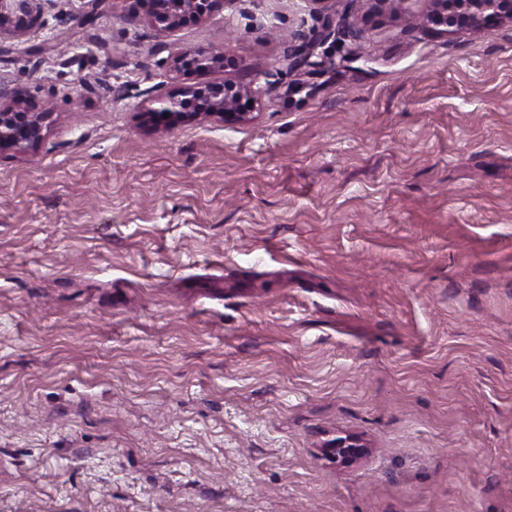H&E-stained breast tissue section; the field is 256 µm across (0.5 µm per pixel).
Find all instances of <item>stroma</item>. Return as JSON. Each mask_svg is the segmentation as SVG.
<instances>
[{
	"label": "stroma",
	"mask_w": 512,
	"mask_h": 512,
	"mask_svg": "<svg viewBox=\"0 0 512 512\" xmlns=\"http://www.w3.org/2000/svg\"><path fill=\"white\" fill-rule=\"evenodd\" d=\"M429 9L56 0L0 38L46 115L0 153V512H512V23ZM210 84L253 119L151 121ZM214 1L152 0L149 22L160 31L172 29L186 19L200 17ZM332 27V21H327L321 31H318L306 43L298 46L290 56L291 63H288V66L291 65L292 69H298L313 65L311 58L314 56L317 46L336 31V28L333 29Z\"/></svg>",
	"instance_id": "obj_1"
}]
</instances>
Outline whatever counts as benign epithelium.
Returning <instances> with one entry per match:
<instances>
[{
	"mask_svg": "<svg viewBox=\"0 0 512 512\" xmlns=\"http://www.w3.org/2000/svg\"><path fill=\"white\" fill-rule=\"evenodd\" d=\"M52 0H0V36L8 34L22 38L36 26ZM213 0H152L149 22L152 27L163 31L179 25L189 18H197L207 10ZM430 21L435 25L467 30L488 18H506L512 22V0H430ZM335 29L328 21L306 43L298 46L291 55V68L311 66V58L319 44L325 41ZM224 57L212 50H200L186 60L175 59L177 64L211 68L223 64ZM262 91L252 88L228 89L222 84L207 87H192L180 96L161 102L153 110L164 125L171 127L181 120L196 116H214L227 125L239 124L252 119L251 113L240 111L242 100H258ZM42 112H29L15 99L5 105L0 101V152L13 150L21 152L36 143L41 136ZM336 455L342 458H357L364 454L366 447L357 441L340 439L332 446Z\"/></svg>",
	"mask_w": 512,
	"mask_h": 512,
	"instance_id": "7a95c632",
	"label": "benign epithelium"
}]
</instances>
